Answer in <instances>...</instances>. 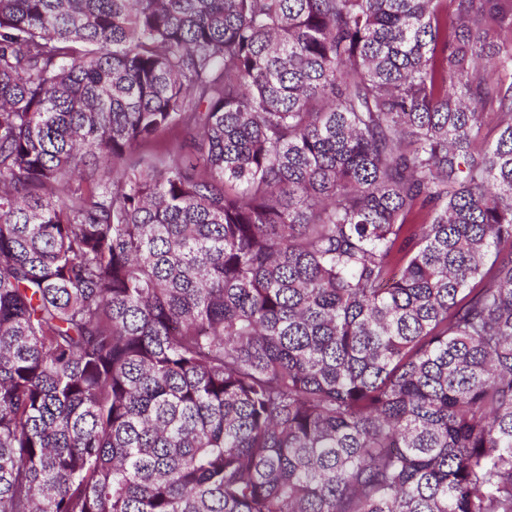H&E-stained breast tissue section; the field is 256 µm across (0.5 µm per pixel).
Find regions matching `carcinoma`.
I'll return each mask as SVG.
<instances>
[{"label":"carcinoma","instance_id":"carcinoma-1","mask_svg":"<svg viewBox=\"0 0 512 512\" xmlns=\"http://www.w3.org/2000/svg\"><path fill=\"white\" fill-rule=\"evenodd\" d=\"M0 512H512V0H0Z\"/></svg>","mask_w":512,"mask_h":512}]
</instances>
